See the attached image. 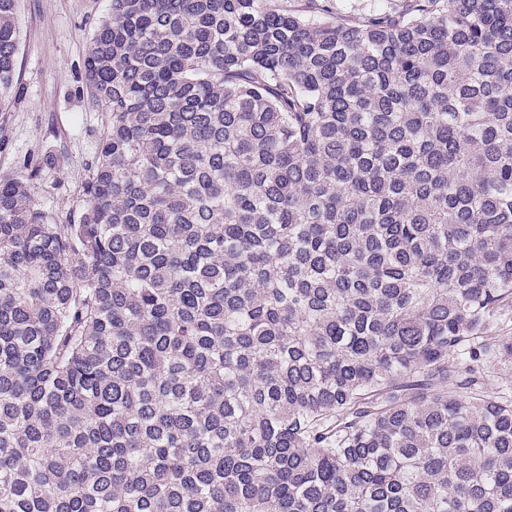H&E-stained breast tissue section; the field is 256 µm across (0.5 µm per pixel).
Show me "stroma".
Segmentation results:
<instances>
[{
    "instance_id": "obj_1",
    "label": "stroma",
    "mask_w": 512,
    "mask_h": 512,
    "mask_svg": "<svg viewBox=\"0 0 512 512\" xmlns=\"http://www.w3.org/2000/svg\"><path fill=\"white\" fill-rule=\"evenodd\" d=\"M110 0H20V75L0 110V176L30 179L42 208L66 216L97 156L102 111L90 103L84 61Z\"/></svg>"
}]
</instances>
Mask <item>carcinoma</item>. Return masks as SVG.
Wrapping results in <instances>:
<instances>
[{
  "label": "carcinoma",
  "instance_id": "carcinoma-1",
  "mask_svg": "<svg viewBox=\"0 0 512 512\" xmlns=\"http://www.w3.org/2000/svg\"><path fill=\"white\" fill-rule=\"evenodd\" d=\"M110 2L79 210L0 177V512H512V0Z\"/></svg>",
  "mask_w": 512,
  "mask_h": 512
}]
</instances>
